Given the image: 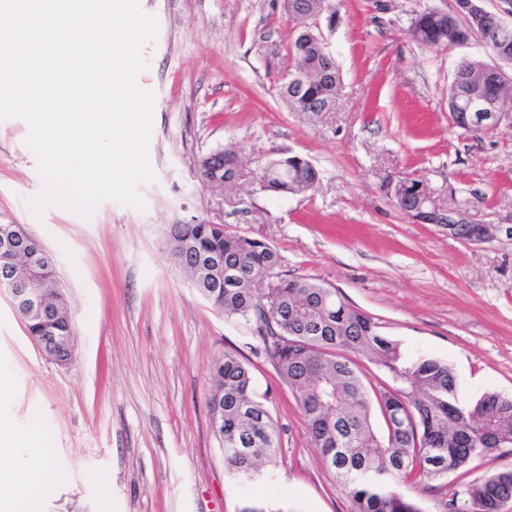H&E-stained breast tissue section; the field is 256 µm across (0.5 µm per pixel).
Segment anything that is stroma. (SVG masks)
<instances>
[{"mask_svg": "<svg viewBox=\"0 0 512 512\" xmlns=\"http://www.w3.org/2000/svg\"><path fill=\"white\" fill-rule=\"evenodd\" d=\"M322 32L341 72L334 111H289L263 45L287 43L280 0H138L158 34L137 76L153 92L147 207L102 201L90 219L27 201L41 179L23 119L0 120V224H21L52 254L68 301L74 358L60 367L0 294V419L38 431L60 473L34 512H236L242 500L285 512H352L293 392L255 326L224 317L169 260L170 225L204 221L266 241L281 276L336 289L410 355L450 365L464 400L512 395V121L476 135L448 120V85L467 59L491 62L478 37L430 47L416 11L455 14L456 0H336ZM235 146L247 169L291 152L318 170L316 191L276 196L247 178L221 191L199 158ZM441 190L490 225L483 244L449 238L399 211L382 187L401 173ZM232 353L250 368L279 428L275 463L256 486L232 481L210 424L208 370ZM512 470V448L440 480L406 486L424 512L468 504L469 484Z\"/></svg>", "mask_w": 512, "mask_h": 512, "instance_id": "1", "label": "stroma"}]
</instances>
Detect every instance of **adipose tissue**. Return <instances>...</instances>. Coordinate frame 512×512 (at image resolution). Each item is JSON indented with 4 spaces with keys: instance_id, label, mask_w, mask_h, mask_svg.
Returning <instances> with one entry per match:
<instances>
[{
    "instance_id": "obj_1",
    "label": "adipose tissue",
    "mask_w": 512,
    "mask_h": 512,
    "mask_svg": "<svg viewBox=\"0 0 512 512\" xmlns=\"http://www.w3.org/2000/svg\"><path fill=\"white\" fill-rule=\"evenodd\" d=\"M58 478L47 456L28 464L0 468V502L9 512H32L44 489Z\"/></svg>"
}]
</instances>
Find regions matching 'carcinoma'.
Masks as SVG:
<instances>
[{
	"label": "carcinoma",
	"mask_w": 512,
	"mask_h": 512,
	"mask_svg": "<svg viewBox=\"0 0 512 512\" xmlns=\"http://www.w3.org/2000/svg\"><path fill=\"white\" fill-rule=\"evenodd\" d=\"M294 23L286 46L293 72L308 75L293 85L273 72L278 95L293 112L316 117L315 109L336 102L341 84L339 67L322 30L300 20L309 11L336 19L334 0H281ZM483 30L482 17L465 22L430 10L415 14L409 34L421 43L439 46L468 40ZM496 58L512 61V28L492 36L486 45ZM487 63L467 60L458 67L448 89V111H458L455 87L462 81L479 87ZM238 160L231 147L203 155L197 175L203 184L226 177ZM262 189L278 194H304L316 188L318 170L304 157L283 154L255 172ZM168 250L183 256L193 288L228 319L257 325L271 338V358L280 379L296 395L313 443L353 504V512H422L401 486L418 479H438L464 468L477 454L512 446V397L486 392L462 405L456 375L448 363L426 356H408L400 343L383 335L365 312L344 302L335 289L304 277H279L274 289L277 307L261 305L262 289L249 276L280 263L271 245L224 230L222 224H173ZM208 256H222L237 264L241 279L229 283L195 274L193 267ZM52 325L55 336L72 335L66 299L56 301ZM327 333L308 335L315 322ZM363 357L390 377L389 388H367L355 358ZM212 396L224 402V463L232 478L251 482L254 471L273 462L279 434L264 400L253 390L250 369L226 353L209 371ZM380 412L383 426L374 422ZM467 512H500L512 500V472H500L467 488Z\"/></svg>",
	"instance_id": "carcinoma-1"
}]
</instances>
